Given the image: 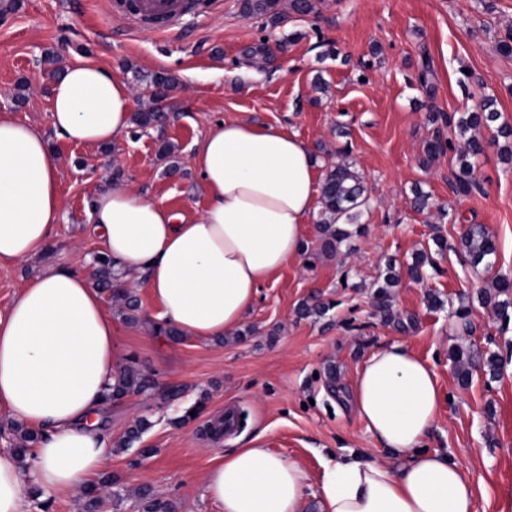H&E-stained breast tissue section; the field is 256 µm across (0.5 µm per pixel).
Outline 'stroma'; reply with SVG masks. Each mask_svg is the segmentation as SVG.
<instances>
[{
  "label": "stroma",
  "instance_id": "1",
  "mask_svg": "<svg viewBox=\"0 0 512 512\" xmlns=\"http://www.w3.org/2000/svg\"><path fill=\"white\" fill-rule=\"evenodd\" d=\"M0 0V113L40 128L60 162L63 221L49 251L0 270V309L26 279L46 266L74 267L102 244L90 230L89 208L98 186L122 171L125 182L178 212L206 206L201 178L192 166L195 144L208 125L239 118L298 133L318 165L346 149L364 177L369 205L363 230L331 256L293 263L259 289L245 321L249 335L179 341L157 334L158 314L144 281L133 288L137 323L114 320L125 357L137 359L156 385L113 403L102 418L114 449L106 473L122 493L105 512H139L136 493L147 487L173 500L177 512H221L203 479L216 454L260 436L264 447L298 461L318 484L325 461L361 453L382 459L386 451L347 404L349 386L376 348L401 342L432 361L445 395L428 446L449 451L478 484L484 512H512V314L500 317L482 305L493 279L512 280V164L500 156L491 130L476 163L478 191L455 193L458 164L447 153L427 160L435 134L433 112H463L482 95L496 99L501 123L512 126V55L498 41L512 26V0H494L493 12L476 0H320L313 14H289L279 0L278 25L244 15L240 0H220L196 15L179 37L128 29L104 0ZM275 45L264 69L248 66L245 48ZM433 66L432 89L414 79L421 57ZM107 67L127 82L136 108L163 112L162 124L131 129L110 146L76 145L58 136L50 118L52 67L73 62ZM165 70L177 90L151 102L142 75ZM27 84L26 101L14 97ZM171 156H162L161 145ZM429 193L431 207L410 206L412 189ZM485 225L496 248L492 269L473 266L453 246L465 225ZM447 249H439L435 238ZM430 252L433 268L423 283L402 277L389 302L394 316L373 306V281L388 259L410 263ZM318 295L330 302L323 317L299 307ZM437 303H430V296ZM467 308L471 332L457 317ZM463 347L497 353L498 376L472 366L461 385L451 359ZM200 416L173 422L194 403ZM149 419L137 446L121 449L131 424Z\"/></svg>",
  "mask_w": 512,
  "mask_h": 512
}]
</instances>
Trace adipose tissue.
<instances>
[{
    "instance_id": "obj_1",
    "label": "adipose tissue",
    "mask_w": 512,
    "mask_h": 512,
    "mask_svg": "<svg viewBox=\"0 0 512 512\" xmlns=\"http://www.w3.org/2000/svg\"><path fill=\"white\" fill-rule=\"evenodd\" d=\"M52 127L80 145L128 136L133 95L105 67L72 63L50 90ZM207 198L188 216L123 182L89 220L116 266L145 280L160 320L199 340L234 335L261 285L299 260L317 204V162L297 133L243 119L209 126L192 158ZM59 159L36 127L0 114V269L42 256L62 221ZM123 361L88 266L34 272L0 311V414L38 432L28 459L0 449V512L75 494L104 471L99 428ZM443 395L433 365L395 342L362 363L352 405L388 456L326 462L320 512H483L466 470L426 441ZM205 489L223 512H303L308 475L258 443L215 455Z\"/></svg>"
}]
</instances>
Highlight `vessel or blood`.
Returning <instances> with one entry per match:
<instances>
[{
    "mask_svg": "<svg viewBox=\"0 0 512 512\" xmlns=\"http://www.w3.org/2000/svg\"><path fill=\"white\" fill-rule=\"evenodd\" d=\"M110 8L133 29L175 37L195 5L193 0H111Z\"/></svg>",
    "mask_w": 512,
    "mask_h": 512,
    "instance_id": "vessel-or-blood-1",
    "label": "vessel or blood"
}]
</instances>
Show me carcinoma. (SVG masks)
I'll return each mask as SVG.
<instances>
[{
	"mask_svg": "<svg viewBox=\"0 0 512 512\" xmlns=\"http://www.w3.org/2000/svg\"><path fill=\"white\" fill-rule=\"evenodd\" d=\"M277 0H242L243 13L256 17H264L268 22L276 25L281 19L275 10ZM138 80L146 82L153 100L168 96L177 88L176 78L166 71H155L140 76ZM496 99L486 96L481 99L479 106L470 112L448 114L446 112H433L430 119L433 123H441L456 130L457 135L465 138V148L456 147V142L448 137L442 138L436 134L435 138L427 143L426 160H431L449 151L458 154V171L453 173L455 190L468 193L477 187L473 178L475 161L484 153V142L479 137L480 131L489 129L499 119L495 108ZM368 205V197L363 177L354 170L353 164L346 161L331 162L321 186V213L318 229L320 233L319 245L310 256L318 253H332L353 233L359 229H351L358 223L361 212ZM458 249L467 256L475 267L484 265L489 270L495 264V245L482 224H470L460 236ZM98 286L112 294V299L118 303L121 313L129 322L138 321L137 311L139 304L132 291L118 285L120 273L114 270L112 259L105 253L94 255ZM433 265L429 253L417 252L408 264L407 271L416 281L424 280L423 271L426 266ZM398 282L395 263L388 262L384 271L380 272L373 282L377 311L385 318L392 317L389 303V288ZM512 294V281L507 278H496L491 283V289L481 294L482 304L495 308L501 315H508L512 301L507 296ZM506 299H501V296ZM457 366L458 378L462 385H467L470 379V365L474 360V352L458 350L453 354ZM151 385L150 376L142 370L137 360L132 358L129 364L123 367L114 377L107 398L113 402L133 393H142ZM109 496L120 497L117 491L110 493L104 487L89 485L84 487L82 493L84 512H99L105 499ZM139 505L142 512H176L173 501L150 490L143 489L138 492Z\"/></svg>",
	"mask_w": 512,
	"mask_h": 512,
	"instance_id": "1",
	"label": "carcinoma"
}]
</instances>
